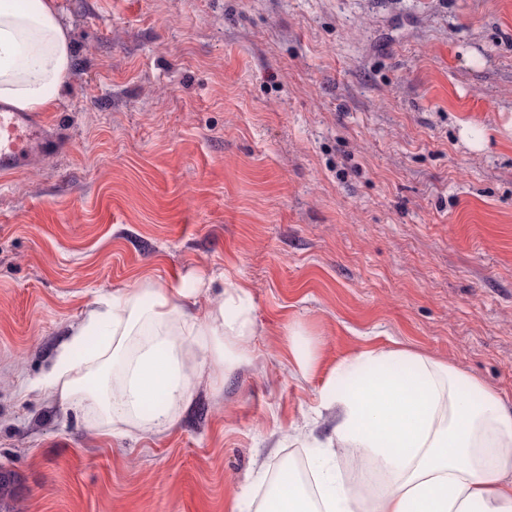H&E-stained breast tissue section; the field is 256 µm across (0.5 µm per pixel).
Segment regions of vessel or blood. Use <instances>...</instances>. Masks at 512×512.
Here are the masks:
<instances>
[{
  "label": "vessel or blood",
  "instance_id": "b4317fda",
  "mask_svg": "<svg viewBox=\"0 0 512 512\" xmlns=\"http://www.w3.org/2000/svg\"><path fill=\"white\" fill-rule=\"evenodd\" d=\"M64 147L48 122L36 113L0 104V174L31 168L41 158Z\"/></svg>",
  "mask_w": 512,
  "mask_h": 512
}]
</instances>
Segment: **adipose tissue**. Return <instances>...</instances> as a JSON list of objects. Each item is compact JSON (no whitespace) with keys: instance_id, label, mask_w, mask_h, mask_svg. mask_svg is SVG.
Here are the masks:
<instances>
[{"instance_id":"ef3b65f1","label":"adipose tissue","mask_w":512,"mask_h":512,"mask_svg":"<svg viewBox=\"0 0 512 512\" xmlns=\"http://www.w3.org/2000/svg\"><path fill=\"white\" fill-rule=\"evenodd\" d=\"M70 66L54 0H0V101L48 110ZM181 296L150 282L89 309L44 375L46 394L107 434L165 433L192 403L199 356L247 362L255 332L245 287L202 320ZM321 405L336 412V437L312 451L310 481L280 468L262 499H235L233 512H512V411L477 378L408 349L373 351L336 367ZM340 445L361 464L352 487Z\"/></svg>"}]
</instances>
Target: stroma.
<instances>
[{
  "mask_svg": "<svg viewBox=\"0 0 512 512\" xmlns=\"http://www.w3.org/2000/svg\"><path fill=\"white\" fill-rule=\"evenodd\" d=\"M57 7L72 64L45 116L68 148L0 175L20 512H230L333 435L321 389L362 352L431 356L512 410V0ZM147 279L200 318L246 286L251 359L204 363L166 433L107 435L39 381L88 305ZM304 334L298 326L288 328V344L299 368V375L307 378L315 361L312 342L303 337Z\"/></svg>",
  "mask_w": 512,
  "mask_h": 512,
  "instance_id": "stroma-1",
  "label": "stroma"
}]
</instances>
